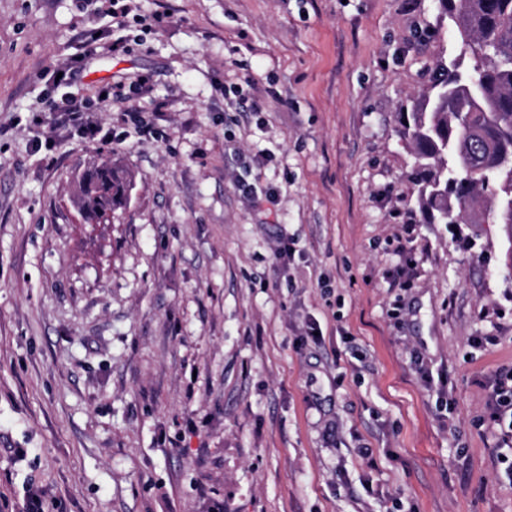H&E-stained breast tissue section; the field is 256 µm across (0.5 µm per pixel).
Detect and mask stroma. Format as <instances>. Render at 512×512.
Segmentation results:
<instances>
[{
	"label": "stroma",
	"instance_id": "stroma-1",
	"mask_svg": "<svg viewBox=\"0 0 512 512\" xmlns=\"http://www.w3.org/2000/svg\"><path fill=\"white\" fill-rule=\"evenodd\" d=\"M129 7L0 0V512H512V241L427 223L400 135L459 54L437 0ZM104 158L129 205L86 224ZM49 110L52 112H64L69 121L72 122L84 138L96 139L100 137V139L108 140L110 137L106 132L101 135L103 132L102 127L85 120L82 106L75 100L65 98L59 102L53 101L49 104ZM132 179L111 160L92 162L78 178L75 204L87 224H99L104 218L118 219L126 209ZM489 396L493 424L505 428L506 437H512V368L497 371ZM507 425V426H506Z\"/></svg>",
	"mask_w": 512,
	"mask_h": 512
}]
</instances>
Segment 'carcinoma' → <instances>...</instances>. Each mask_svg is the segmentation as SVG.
Listing matches in <instances>:
<instances>
[{
    "label": "carcinoma",
    "instance_id": "1",
    "mask_svg": "<svg viewBox=\"0 0 512 512\" xmlns=\"http://www.w3.org/2000/svg\"><path fill=\"white\" fill-rule=\"evenodd\" d=\"M454 23L460 54L441 66L421 104L406 113L413 146L412 180L428 223L501 224L512 214L494 208L512 195V0H438ZM485 110L472 108L468 90ZM130 176L110 160L93 162L78 178L75 204L83 221L118 218Z\"/></svg>",
    "mask_w": 512,
    "mask_h": 512
}]
</instances>
